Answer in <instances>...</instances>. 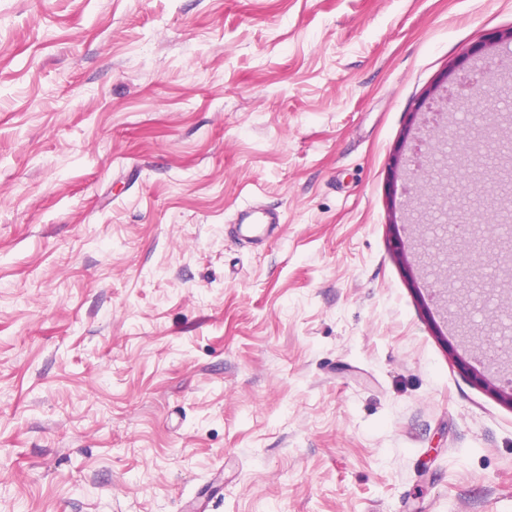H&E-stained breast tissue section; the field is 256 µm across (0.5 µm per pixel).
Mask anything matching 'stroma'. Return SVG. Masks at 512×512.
<instances>
[{
  "instance_id": "35a3bbf8",
  "label": "stroma",
  "mask_w": 512,
  "mask_h": 512,
  "mask_svg": "<svg viewBox=\"0 0 512 512\" xmlns=\"http://www.w3.org/2000/svg\"><path fill=\"white\" fill-rule=\"evenodd\" d=\"M512 0H0V512H512V377L431 185ZM484 45L486 55L471 51ZM279 221L238 237L245 205ZM486 95L487 93L483 84H480L477 80L468 84H463L461 85L460 92L454 99L451 111L473 102L487 104Z\"/></svg>"
}]
</instances>
